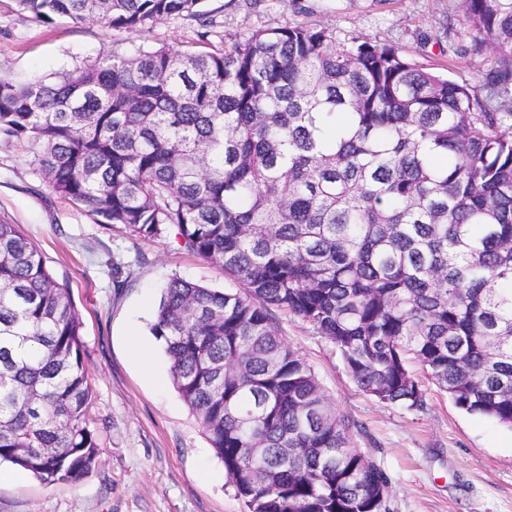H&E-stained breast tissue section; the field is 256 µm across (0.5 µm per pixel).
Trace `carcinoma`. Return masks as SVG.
Segmentation results:
<instances>
[{
    "mask_svg": "<svg viewBox=\"0 0 512 512\" xmlns=\"http://www.w3.org/2000/svg\"><path fill=\"white\" fill-rule=\"evenodd\" d=\"M26 21L164 43L55 75H0V145L27 144L57 194L138 239L167 229L240 284L173 277L152 334L246 512H388L389 478L355 446L272 311L311 324L356 386L420 411L413 370L468 414L512 426V0H460V54L482 82L394 46L295 24L224 41L203 0H15ZM82 322L69 288L0 220V462L42 482L97 460Z\"/></svg>",
    "mask_w": 512,
    "mask_h": 512,
    "instance_id": "obj_1",
    "label": "carcinoma"
}]
</instances>
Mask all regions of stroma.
<instances>
[{"instance_id":"stroma-1","label":"stroma","mask_w":512,"mask_h":512,"mask_svg":"<svg viewBox=\"0 0 512 512\" xmlns=\"http://www.w3.org/2000/svg\"><path fill=\"white\" fill-rule=\"evenodd\" d=\"M457 0H206L224 14V36L251 29L320 23L344 38L358 34L477 81L490 61L457 52L466 27L443 38ZM124 47L160 43L204 49L197 25L163 21L119 35L96 22H28L14 0H0V74L48 75ZM0 219L18 226L68 285L83 323L81 341L92 401L87 421L98 461L79 481L47 484L0 465V512H245L224 464L176 391L164 347L153 336L160 294L175 276L232 288L221 267L187 252L174 232L153 240L61 198L35 173L28 148L0 147ZM281 334L311 366L336 409L360 426L354 437L387 474L390 512H512V428L457 408L426 384V408L388 406L361 392L335 347L306 321L277 312ZM148 349L151 370L131 355L126 335Z\"/></svg>"}]
</instances>
